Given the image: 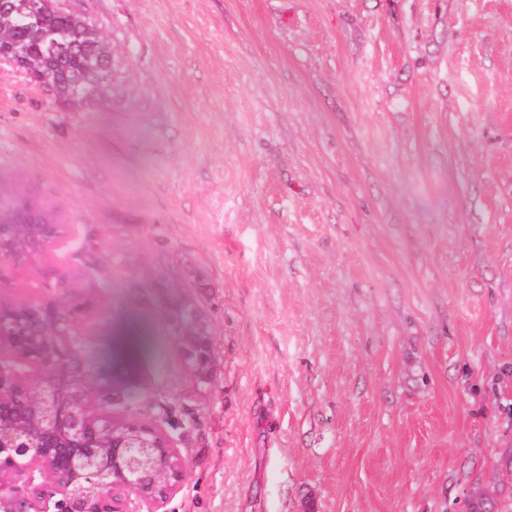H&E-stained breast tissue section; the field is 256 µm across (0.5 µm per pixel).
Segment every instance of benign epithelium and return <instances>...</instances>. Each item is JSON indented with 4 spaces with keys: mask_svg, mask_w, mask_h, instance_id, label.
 I'll return each instance as SVG.
<instances>
[{
    "mask_svg": "<svg viewBox=\"0 0 512 512\" xmlns=\"http://www.w3.org/2000/svg\"><path fill=\"white\" fill-rule=\"evenodd\" d=\"M0 226V287L17 260V235ZM92 302L68 308L60 323L18 333L0 307V512H163L186 474L174 438L159 419L112 415V399L138 382L123 365L97 360L98 334L83 327ZM175 346L210 341L171 326Z\"/></svg>",
    "mask_w": 512,
    "mask_h": 512,
    "instance_id": "benign-epithelium-1",
    "label": "benign epithelium"
}]
</instances>
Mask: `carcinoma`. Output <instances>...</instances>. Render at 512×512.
I'll use <instances>...</instances> for the list:
<instances>
[{
    "instance_id": "carcinoma-1",
    "label": "carcinoma",
    "mask_w": 512,
    "mask_h": 512,
    "mask_svg": "<svg viewBox=\"0 0 512 512\" xmlns=\"http://www.w3.org/2000/svg\"><path fill=\"white\" fill-rule=\"evenodd\" d=\"M104 44L92 23L52 9L49 0H0V58L36 83L50 76L54 95L64 105L77 93L80 108L105 96L108 84L102 79L112 53L104 52ZM11 211V223L22 225L27 251H41L57 234L51 216L34 201H19ZM150 335L141 326L131 330V358H138L143 337Z\"/></svg>"
}]
</instances>
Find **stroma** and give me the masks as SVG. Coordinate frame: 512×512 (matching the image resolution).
I'll return each instance as SVG.
<instances>
[{"mask_svg": "<svg viewBox=\"0 0 512 512\" xmlns=\"http://www.w3.org/2000/svg\"><path fill=\"white\" fill-rule=\"evenodd\" d=\"M112 50L82 111L0 63V198L36 266L148 320L165 512H470L512 498V0H60ZM93 240V260L76 244ZM10 270L5 296L46 289ZM211 331L194 384L149 283ZM11 211L13 212V219H11V226L9 224H2L0 226V288H3L5 279L4 267L13 266L17 260V253L14 246L9 250H5V245L14 244L17 240L12 229L15 227L13 224H20L22 228L23 244L18 245V248H26L29 252L41 251L57 234V224H54L53 219L43 210L35 201H19L12 205ZM9 228L10 235L5 237V229ZM14 267V266H13Z\"/></svg>", "mask_w": 512, "mask_h": 512, "instance_id": "35a3bbf8", "label": "stroma"}]
</instances>
